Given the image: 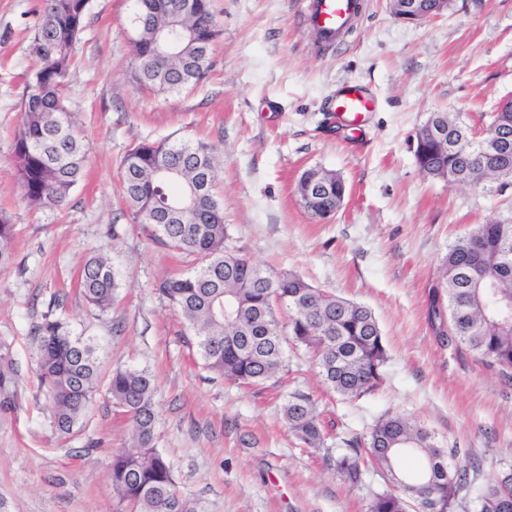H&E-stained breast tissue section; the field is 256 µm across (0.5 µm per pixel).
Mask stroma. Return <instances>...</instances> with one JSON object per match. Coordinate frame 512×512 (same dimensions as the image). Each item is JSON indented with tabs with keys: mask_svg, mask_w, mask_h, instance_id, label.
I'll return each mask as SVG.
<instances>
[{
	"mask_svg": "<svg viewBox=\"0 0 512 512\" xmlns=\"http://www.w3.org/2000/svg\"><path fill=\"white\" fill-rule=\"evenodd\" d=\"M360 3L351 31L328 46L313 33L309 0H213L218 36L206 76L155 94L132 79V0H90L65 90L85 166L65 205L37 209L20 197L14 135L43 0H0V213L16 230L13 261L0 269V512H127L108 477L111 451L128 443L125 416L98 393L85 427L64 438L37 389L29 329L50 311L94 340L102 375L154 376L156 445L205 512H365L380 475L371 469L347 486L324 456L384 414L479 457L484 478L512 467V379L443 339L428 316L449 244L473 225L512 221V195L428 179L414 157L429 113L482 127L512 97V0H449L416 24L396 19L387 0ZM346 82L376 101L355 129L338 127L332 112ZM178 138L221 149L227 248L374 311L389 356L378 390L354 400L326 393L301 349H289L277 386L240 387L204 367L184 321L153 290L193 264L133 223L121 191L134 143ZM312 167L348 188L325 220L297 193ZM93 254L119 276L102 314L78 290ZM58 294L66 304L50 310ZM297 390L319 399L322 449L303 448L285 426L282 406Z\"/></svg>",
	"mask_w": 512,
	"mask_h": 512,
	"instance_id": "35a3bbf8",
	"label": "stroma"
}]
</instances>
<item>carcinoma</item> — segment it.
<instances>
[{"instance_id": "obj_1", "label": "carcinoma", "mask_w": 512, "mask_h": 512, "mask_svg": "<svg viewBox=\"0 0 512 512\" xmlns=\"http://www.w3.org/2000/svg\"><path fill=\"white\" fill-rule=\"evenodd\" d=\"M88 0H46L30 41L34 62L15 135L14 156L23 201L56 208L68 199L84 161L81 140L67 119L63 91ZM134 21H149L135 33L133 79L157 93L181 91L207 70L217 36L211 0H135ZM166 27L175 58L154 60L153 28ZM491 123L512 143V112L493 113ZM414 156L420 171L450 185L468 184L499 194L512 188V171L482 179L486 147L472 126L448 117V148L416 133ZM218 149L203 141L139 142L121 163L122 197L136 223L156 228L164 244L196 256L188 275L159 282L187 323L204 366L243 385L276 382L287 372L285 346L303 348L321 384L343 399H358L385 381L388 353L373 311L322 292L293 271L275 273L224 249V208L216 199ZM303 208L312 216L334 215L347 193L344 179L323 168L305 170L297 185ZM15 226L0 215V267L11 259ZM496 277L512 299V223L476 224L448 247L441 276L431 291L429 319L438 335L475 352L512 378V317L494 311V299L475 282ZM91 307L105 312L118 288L105 258L89 257L80 277ZM288 314L282 322L280 315ZM35 374L57 430L69 435L83 426L98 392L99 365L89 339L70 334L47 313L32 325ZM154 379L144 369L112 372L107 395L130 421L131 444L112 453L109 479L133 512H203L180 490L167 458L157 448ZM289 432L307 448L324 445V430L311 394L295 392L283 406ZM331 458L340 480L362 483L365 463L377 466L385 489L369 500L366 512H457L475 495V512H512V471L478 482L482 463L459 458L455 448L438 446L426 428L400 415H384L362 435L343 441Z\"/></svg>"}]
</instances>
